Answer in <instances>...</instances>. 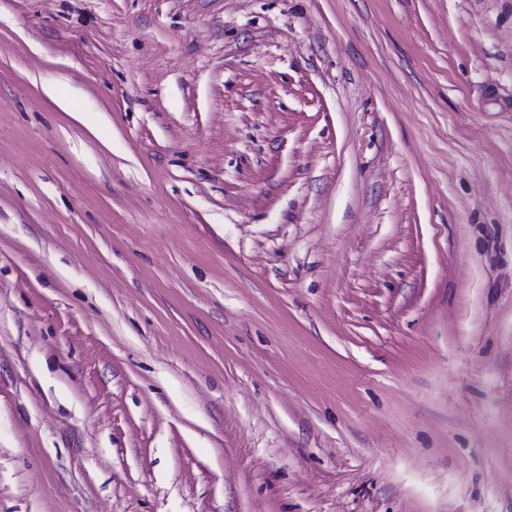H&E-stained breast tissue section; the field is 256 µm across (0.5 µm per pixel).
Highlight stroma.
<instances>
[{
    "label": "stroma",
    "instance_id": "35a3bbf8",
    "mask_svg": "<svg viewBox=\"0 0 512 512\" xmlns=\"http://www.w3.org/2000/svg\"><path fill=\"white\" fill-rule=\"evenodd\" d=\"M0 512H512V0H0Z\"/></svg>",
    "mask_w": 512,
    "mask_h": 512
}]
</instances>
